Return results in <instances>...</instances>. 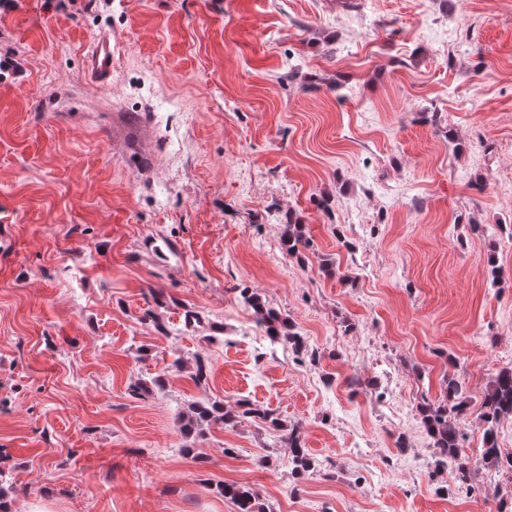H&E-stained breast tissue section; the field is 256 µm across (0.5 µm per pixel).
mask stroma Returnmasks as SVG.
<instances>
[{
	"label": "stroma",
	"instance_id": "35a3bbf8",
	"mask_svg": "<svg viewBox=\"0 0 512 512\" xmlns=\"http://www.w3.org/2000/svg\"><path fill=\"white\" fill-rule=\"evenodd\" d=\"M103 35L108 84L84 66ZM505 367L512 0H0L8 512H237L223 482L266 512H497L512 472L480 466L477 415ZM452 374L462 488L419 413ZM242 399L302 431L310 474L250 418L181 433ZM302 227L303 224H297L291 219H288V224H284L281 247L288 255H295L300 246H306ZM248 289H242L241 295L246 303L256 309L258 319L269 340L273 343H284L291 346L297 352L304 350L308 354L304 339L299 332L294 331L288 319L282 317L279 313L272 310H266L261 304L260 299L254 294L248 295ZM240 415L233 412L224 410V403L213 401L211 404H195L191 406L190 415L181 418V431L191 432L195 426L200 425L202 422L215 421L224 424V426H232L237 423V418ZM218 490L225 499L236 505L238 512H266L264 505L260 502L258 492L254 489L237 483L224 482L218 487Z\"/></svg>",
	"mask_w": 512,
	"mask_h": 512
}]
</instances>
